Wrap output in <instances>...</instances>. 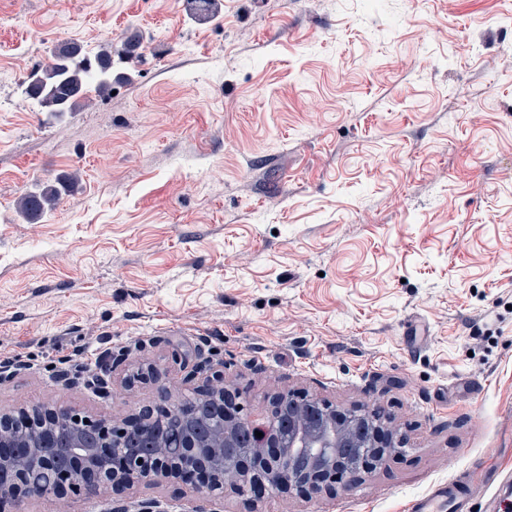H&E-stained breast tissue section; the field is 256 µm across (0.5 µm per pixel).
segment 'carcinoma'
Listing matches in <instances>:
<instances>
[{
	"label": "carcinoma",
	"mask_w": 512,
	"mask_h": 512,
	"mask_svg": "<svg viewBox=\"0 0 512 512\" xmlns=\"http://www.w3.org/2000/svg\"><path fill=\"white\" fill-rule=\"evenodd\" d=\"M187 2L199 21H207L218 13V0ZM126 80L127 73L115 70L111 46L91 53L76 41L64 40L51 49L48 64L28 74L23 82V94L41 111L58 117L87 103L89 88H95L101 97H108L113 84ZM74 182L75 175H60L23 192L16 201L17 213L25 221L36 223L55 208ZM183 422V405L173 407L167 414L166 424L177 443L183 440Z\"/></svg>",
	"instance_id": "carcinoma-1"
}]
</instances>
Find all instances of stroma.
I'll use <instances>...</instances> for the list:
<instances>
[{
    "label": "stroma",
    "instance_id": "stroma-1",
    "mask_svg": "<svg viewBox=\"0 0 512 512\" xmlns=\"http://www.w3.org/2000/svg\"><path fill=\"white\" fill-rule=\"evenodd\" d=\"M220 3L203 23L186 0H0V411L119 420L169 382L193 393L185 355L223 364L251 414L288 390L378 405L405 452L318 500L164 480L19 512H405L450 480L511 489L512 0ZM129 30L110 98L55 119L24 98L57 42ZM62 174L55 209L19 217ZM144 361L156 379L132 380ZM76 180L73 174L60 175L53 180L40 183L33 190L23 192L16 201L17 213L25 221L36 223L55 208Z\"/></svg>",
    "mask_w": 512,
    "mask_h": 512
}]
</instances>
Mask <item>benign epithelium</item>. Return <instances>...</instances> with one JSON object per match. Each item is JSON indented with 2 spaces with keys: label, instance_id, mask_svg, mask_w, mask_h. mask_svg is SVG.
<instances>
[{
  "label": "benign epithelium",
  "instance_id": "7a95c632",
  "mask_svg": "<svg viewBox=\"0 0 512 512\" xmlns=\"http://www.w3.org/2000/svg\"><path fill=\"white\" fill-rule=\"evenodd\" d=\"M183 369L189 381L204 378L195 393L200 409L185 424L184 448L173 444L163 421L180 402L166 387L160 389L166 405H145L119 425L66 408L1 413L0 512L6 504L54 495L67 484L95 495L161 478L214 498L231 489L257 498L272 492L321 499L355 487L404 454L406 438L378 407H347L288 391L275 394L267 412L251 416L242 394L210 362L187 361ZM130 453L149 465L134 467ZM36 465L53 475L45 486L31 482Z\"/></svg>",
  "mask_w": 512,
  "mask_h": 512
}]
</instances>
